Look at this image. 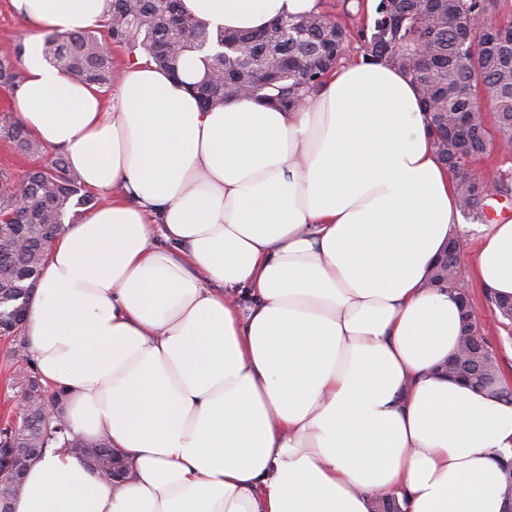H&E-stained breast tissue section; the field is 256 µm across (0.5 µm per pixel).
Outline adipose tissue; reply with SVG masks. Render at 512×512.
Here are the masks:
<instances>
[{"label":"adipose tissue","mask_w":512,"mask_h":512,"mask_svg":"<svg viewBox=\"0 0 512 512\" xmlns=\"http://www.w3.org/2000/svg\"><path fill=\"white\" fill-rule=\"evenodd\" d=\"M10 2L60 33L112 4ZM182 4L227 30L319 8ZM24 67L16 122L102 200L45 257L25 353L130 478L53 447L13 512H512V404L433 373L460 314L430 267L467 227L403 71L362 57L294 109L206 110L195 54L176 76L130 56L108 102L39 46ZM466 278L512 296V221L483 225Z\"/></svg>","instance_id":"adipose-tissue-1"}]
</instances>
